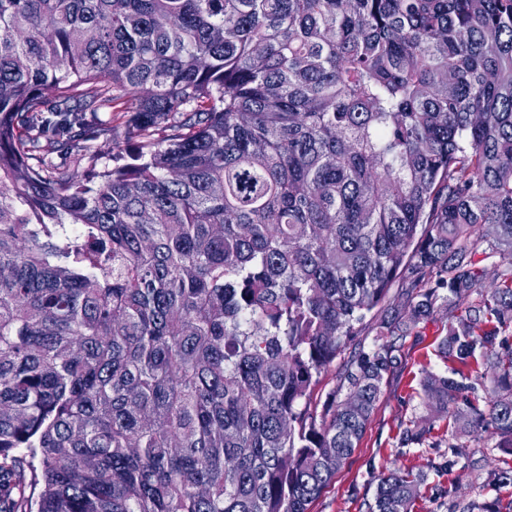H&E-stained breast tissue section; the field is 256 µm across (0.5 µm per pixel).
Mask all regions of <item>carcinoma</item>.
Segmentation results:
<instances>
[{
    "instance_id": "1",
    "label": "carcinoma",
    "mask_w": 512,
    "mask_h": 512,
    "mask_svg": "<svg viewBox=\"0 0 512 512\" xmlns=\"http://www.w3.org/2000/svg\"><path fill=\"white\" fill-rule=\"evenodd\" d=\"M484 245L512 252V0H0V493L309 512L403 340L460 305L426 407L511 448ZM423 481L382 475L368 512Z\"/></svg>"
}]
</instances>
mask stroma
<instances>
[{
  "instance_id": "stroma-1",
  "label": "stroma",
  "mask_w": 512,
  "mask_h": 512,
  "mask_svg": "<svg viewBox=\"0 0 512 512\" xmlns=\"http://www.w3.org/2000/svg\"><path fill=\"white\" fill-rule=\"evenodd\" d=\"M447 325L440 314L406 338L361 442L310 512H367L379 475L399 469L425 476L412 512H466L471 504L477 512H512V450L486 433L449 435L447 419L423 404L425 374L451 368L438 351ZM413 421L430 428L428 442L399 447L400 431Z\"/></svg>"
}]
</instances>
